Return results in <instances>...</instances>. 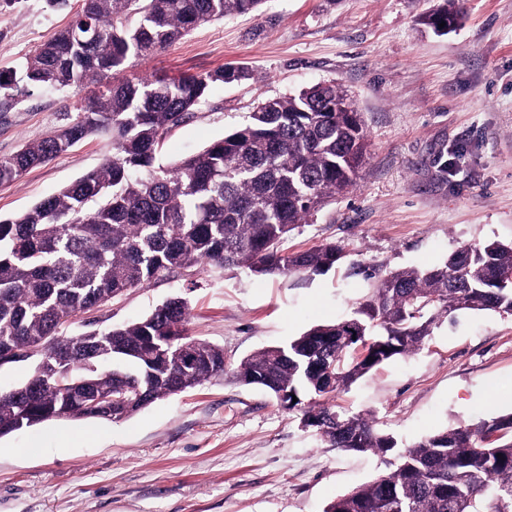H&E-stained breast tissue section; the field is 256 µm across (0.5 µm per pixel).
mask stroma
<instances>
[{
  "mask_svg": "<svg viewBox=\"0 0 512 512\" xmlns=\"http://www.w3.org/2000/svg\"><path fill=\"white\" fill-rule=\"evenodd\" d=\"M436 0H267L255 15L205 23L126 77L243 65L214 85L158 148L172 165L245 122L260 101L319 82L354 100L368 135L354 188L299 225L286 251L343 247L318 275L255 276L204 267L126 291L77 317V336L139 320L168 298L189 304L188 333L224 350V378L157 400L121 421L58 418L0 438V512H323L372 481L384 457L329 447L298 415L231 371L246 356L352 314L372 272L442 264L464 245L512 242V0H460L455 28L417 22ZM48 0H0V73L74 16ZM97 85L0 92V157L68 123ZM93 136L12 183L0 218L25 212L98 167ZM334 404L371 414L406 446L512 411V315L441 318L416 353L373 369Z\"/></svg>",
  "mask_w": 512,
  "mask_h": 512,
  "instance_id": "1",
  "label": "stroma"
}]
</instances>
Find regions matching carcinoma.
I'll use <instances>...</instances> for the list:
<instances>
[{"instance_id": "carcinoma-1", "label": "carcinoma", "mask_w": 512, "mask_h": 512, "mask_svg": "<svg viewBox=\"0 0 512 512\" xmlns=\"http://www.w3.org/2000/svg\"><path fill=\"white\" fill-rule=\"evenodd\" d=\"M267 0H82L69 24L25 64L31 87L99 93L72 122L0 158V184L64 154L87 137L112 135V156L26 212L0 219V367L25 360L43 340L62 381L38 380L28 398L0 392V436L75 415L97 419L80 399L88 383L116 393L110 419L226 374L224 349L188 335L178 297L145 318L68 336L65 328L133 288L204 265L255 275L321 274L343 258L323 244L281 249L288 235L356 184L366 134L354 103L334 83L262 100L250 119L169 167L156 162L164 135L209 89L249 76L245 67L167 79L124 78L132 58L161 52L216 18L258 13ZM457 0L420 17L450 30ZM512 243L464 246L441 265L378 279L354 314L261 349L233 370L300 415L330 447L393 457L369 483L324 512H512V412L459 423L397 450L365 413L328 398L373 368L419 350L440 318L458 311L512 315ZM91 363L112 360V373ZM297 401H292V398ZM502 457H497V454Z\"/></svg>"}]
</instances>
